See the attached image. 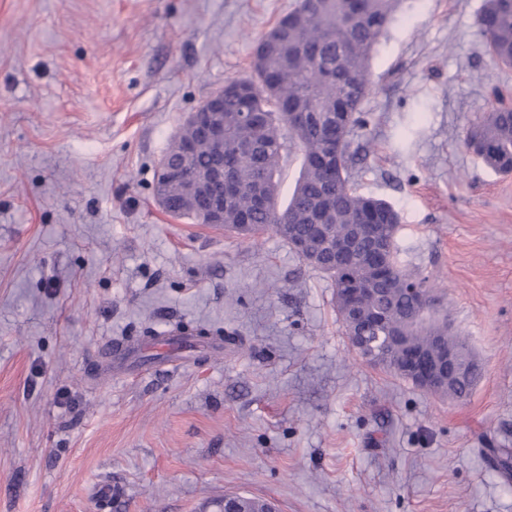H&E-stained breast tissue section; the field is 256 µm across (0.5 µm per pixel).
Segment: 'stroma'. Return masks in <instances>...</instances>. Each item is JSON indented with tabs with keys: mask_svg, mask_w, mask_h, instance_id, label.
<instances>
[{
	"mask_svg": "<svg viewBox=\"0 0 512 512\" xmlns=\"http://www.w3.org/2000/svg\"><path fill=\"white\" fill-rule=\"evenodd\" d=\"M485 0H399L371 59L357 191L401 216L483 365L469 400L365 362L334 283L268 232L176 219L155 170L298 0H0V512H512V175L461 144L512 92ZM236 336L177 365L117 343ZM215 510L217 512H277L271 502L253 500L245 502L236 496H224Z\"/></svg>",
	"mask_w": 512,
	"mask_h": 512,
	"instance_id": "1",
	"label": "stroma"
}]
</instances>
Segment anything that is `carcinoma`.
Segmentation results:
<instances>
[{"mask_svg":"<svg viewBox=\"0 0 512 512\" xmlns=\"http://www.w3.org/2000/svg\"><path fill=\"white\" fill-rule=\"evenodd\" d=\"M358 12L349 15L344 0H300L282 17L277 27L288 26V41L263 56L254 55L250 75L224 83V230L253 237L272 231L294 244L299 240L332 241L353 224H377L385 237L380 259L370 256V236L363 234L358 249L365 258L346 263L341 269L329 263L324 251L313 262L303 258L334 281L335 288L359 282L365 288H386L388 296H368L366 313L383 312L400 326L409 345L421 349L432 337L448 333V321L423 313L413 304L405 288L413 283L437 296L425 276L404 270L397 258L395 235L399 212L389 203L360 195L349 177L353 128L367 127L361 105L371 91L369 61L379 37L393 20L396 0H357ZM479 34L486 51L500 65L512 67V0H485L479 18ZM332 112L340 122L319 123L314 105ZM252 112L257 124L245 131L239 114ZM464 145L498 174L512 175V110L499 107L471 124ZM302 155L299 178L288 200L276 202L282 160L292 148ZM171 161L186 164L196 174L210 169L212 151L197 147L185 157L175 146L166 151ZM271 200L263 207L256 192ZM165 212L209 224V204L198 198L181 202L179 185L166 189ZM365 361L401 378L400 358L385 345L383 334L364 330Z\"/></svg>","mask_w":512,"mask_h":512,"instance_id":"cac0c4a2","label":"carcinoma"}]
</instances>
